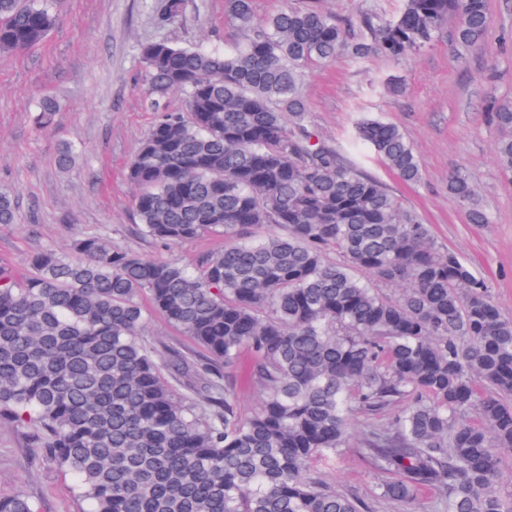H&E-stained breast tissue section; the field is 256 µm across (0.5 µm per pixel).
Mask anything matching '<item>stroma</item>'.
Listing matches in <instances>:
<instances>
[{
  "label": "stroma",
  "mask_w": 512,
  "mask_h": 512,
  "mask_svg": "<svg viewBox=\"0 0 512 512\" xmlns=\"http://www.w3.org/2000/svg\"><path fill=\"white\" fill-rule=\"evenodd\" d=\"M155 2L68 0L43 43L0 56V186L10 187L19 202L17 223L0 226V263L24 273L36 251L68 255L74 240L85 236H104L184 265L222 246L218 237L164 246L136 230L135 189L125 167L157 118L147 96L142 44L165 40L230 49L243 40L227 20L225 0H185L182 16L164 27L155 22ZM317 2L336 19L353 23L366 14L393 18L404 4ZM488 10L486 44L456 47L444 36L408 61L380 52L363 61L343 56L304 68L303 93L315 132L418 213L439 246L472 263L498 306L512 316V176L495 157L501 133L482 116L488 97L512 98V0H488ZM391 82L401 83L402 92H390ZM45 96L54 97L60 110L54 127L41 131L31 109ZM366 118L382 119L406 134L421 164L419 183L400 180L369 147H356L355 126ZM67 142L78 153L63 170L57 154ZM456 170L472 183L489 223H470L449 195L448 176ZM313 468L337 492L369 503L371 512H435L431 490L411 504L379 499L382 477L354 449ZM16 492L28 496L38 512L91 508L70 474L38 460L23 431L0 421V495Z\"/></svg>",
  "instance_id": "1"
}]
</instances>
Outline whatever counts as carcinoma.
I'll return each instance as SVG.
<instances>
[{"mask_svg": "<svg viewBox=\"0 0 512 512\" xmlns=\"http://www.w3.org/2000/svg\"><path fill=\"white\" fill-rule=\"evenodd\" d=\"M64 5L0 0V55L41 44ZM182 10L164 0L158 21ZM227 18L246 35L230 51L142 46L158 118L127 169L142 237L217 235L224 247L190 270L88 236L72 256L35 253L24 278L1 264L0 420L32 430L38 459L71 473L92 512H370L310 469L348 447L358 417L356 453L384 474L380 497L410 504L433 489L442 512H512L498 491L512 317L418 215L316 135L301 88L309 64L409 59L451 20L457 44L483 43L487 0H405L357 33L314 6L259 18L252 0H227ZM173 93L187 112L165 111ZM57 107L40 100L34 124L50 128ZM485 119L511 174L512 100H489ZM358 140L400 180H420L396 126L366 119ZM448 193L488 223L460 172ZM17 210L0 188V226ZM144 297L198 350L145 340ZM239 381L261 395L247 417ZM0 512L35 507L18 492Z\"/></svg>", "mask_w": 512, "mask_h": 512, "instance_id": "1", "label": "carcinoma"}]
</instances>
